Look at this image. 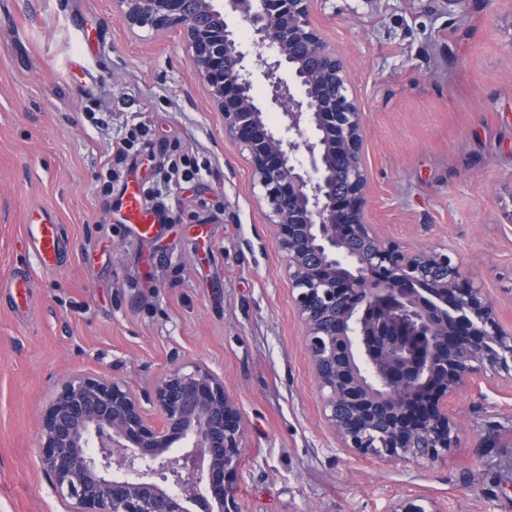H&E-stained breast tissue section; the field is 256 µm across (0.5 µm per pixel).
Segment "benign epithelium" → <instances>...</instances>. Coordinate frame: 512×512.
Returning a JSON list of instances; mask_svg holds the SVG:
<instances>
[{
  "mask_svg": "<svg viewBox=\"0 0 512 512\" xmlns=\"http://www.w3.org/2000/svg\"><path fill=\"white\" fill-rule=\"evenodd\" d=\"M221 0H113L127 28L178 31L224 130L249 155L277 232L321 392L341 447L374 454L349 427L388 410L387 447L403 461L436 460L455 441L454 399L512 371V331L483 288L447 254L404 252L367 221L365 126L347 94L348 68L312 18L313 0H228L256 25L245 46ZM269 82L254 94L248 56ZM283 125H270V108ZM371 243L359 257L353 241ZM448 275L419 287L421 266ZM159 420L150 418L151 411ZM244 421L224 380L172 363L133 391L100 374L62 379L39 421L42 472L67 512H241L225 489L237 475ZM174 447L178 455L170 454ZM389 512H439L398 498Z\"/></svg>",
  "mask_w": 512,
  "mask_h": 512,
  "instance_id": "obj_1",
  "label": "benign epithelium"
}]
</instances>
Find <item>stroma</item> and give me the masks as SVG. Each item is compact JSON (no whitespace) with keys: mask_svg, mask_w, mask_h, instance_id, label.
I'll return each instance as SVG.
<instances>
[{"mask_svg":"<svg viewBox=\"0 0 512 512\" xmlns=\"http://www.w3.org/2000/svg\"><path fill=\"white\" fill-rule=\"evenodd\" d=\"M365 125L369 223L403 250L456 253L512 327V0H315ZM148 128L105 168L132 125ZM171 181L151 238L109 209L136 180ZM111 194H104V181ZM35 206L62 226L53 269L20 243ZM248 153L226 137L181 35L130 33L112 0H0V512H63L38 462L57 381L97 373L152 386L172 355L223 376L244 423L230 487L243 512H512V382L464 388L444 458L339 448L276 230Z\"/></svg>","mask_w":512,"mask_h":512,"instance_id":"1","label":"stroma"}]
</instances>
